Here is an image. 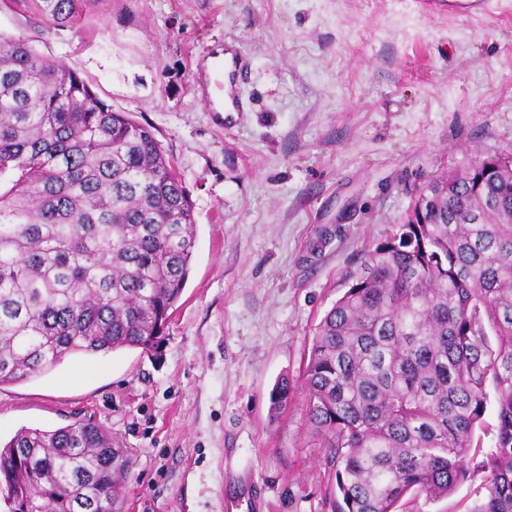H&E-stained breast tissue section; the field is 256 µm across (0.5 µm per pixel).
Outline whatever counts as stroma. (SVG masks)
I'll return each instance as SVG.
<instances>
[{
	"label": "stroma",
	"instance_id": "obj_1",
	"mask_svg": "<svg viewBox=\"0 0 512 512\" xmlns=\"http://www.w3.org/2000/svg\"><path fill=\"white\" fill-rule=\"evenodd\" d=\"M0 32L76 70L148 127L195 212L188 281L163 356L66 357L0 385V438L93 415L132 461L124 512H224V468L255 476L265 512H332L331 452L300 383L316 326L416 188L478 156L512 155V0H101L45 28L36 0H0ZM251 59L226 120L198 64ZM78 364L94 376L66 383ZM297 383L279 413L269 393ZM478 471L400 512H471Z\"/></svg>",
	"mask_w": 512,
	"mask_h": 512
}]
</instances>
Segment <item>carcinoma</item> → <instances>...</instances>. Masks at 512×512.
<instances>
[{
	"instance_id": "cac0c4a2",
	"label": "carcinoma",
	"mask_w": 512,
	"mask_h": 512,
	"mask_svg": "<svg viewBox=\"0 0 512 512\" xmlns=\"http://www.w3.org/2000/svg\"><path fill=\"white\" fill-rule=\"evenodd\" d=\"M41 2L63 27L97 0ZM424 196L315 328L303 385L336 461L335 512L452 496L471 477L490 386L497 434L471 512H512V169L488 157L433 176ZM195 242L193 204L152 131L0 34V385L73 354L159 357ZM294 392L277 380L272 412ZM131 466L90 416L22 428L0 441V499L6 512H122Z\"/></svg>"
}]
</instances>
